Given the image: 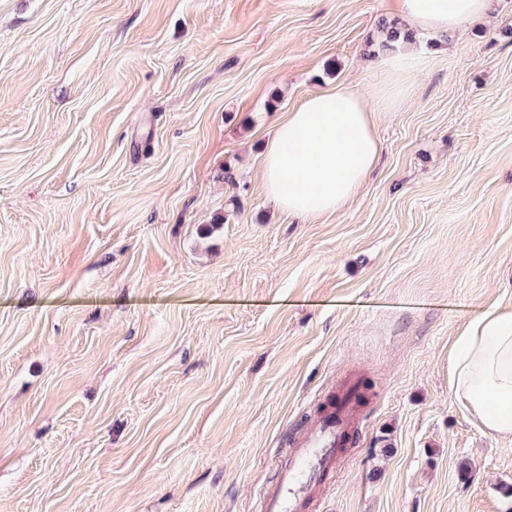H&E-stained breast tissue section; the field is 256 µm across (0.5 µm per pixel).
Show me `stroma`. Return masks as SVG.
<instances>
[{
	"instance_id": "35a3bbf8",
	"label": "stroma",
	"mask_w": 512,
	"mask_h": 512,
	"mask_svg": "<svg viewBox=\"0 0 512 512\" xmlns=\"http://www.w3.org/2000/svg\"><path fill=\"white\" fill-rule=\"evenodd\" d=\"M393 0H0V512H261L372 383L309 512H512L449 383L512 307V0L422 31L356 200L277 212V121L380 83Z\"/></svg>"
}]
</instances>
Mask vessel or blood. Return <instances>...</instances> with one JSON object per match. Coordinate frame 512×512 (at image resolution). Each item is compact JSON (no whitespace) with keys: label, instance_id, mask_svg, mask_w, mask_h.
Instances as JSON below:
<instances>
[{"label":"vessel or blood","instance_id":"1","mask_svg":"<svg viewBox=\"0 0 512 512\" xmlns=\"http://www.w3.org/2000/svg\"><path fill=\"white\" fill-rule=\"evenodd\" d=\"M356 420L355 407L342 405L335 416L319 421L315 438L295 443L279 479L263 493V512H301L309 506L342 456Z\"/></svg>","mask_w":512,"mask_h":512}]
</instances>
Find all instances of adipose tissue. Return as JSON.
<instances>
[{"label":"adipose tissue","instance_id":"adipose-tissue-1","mask_svg":"<svg viewBox=\"0 0 512 512\" xmlns=\"http://www.w3.org/2000/svg\"><path fill=\"white\" fill-rule=\"evenodd\" d=\"M396 7L412 26L457 32L486 19L491 0H396ZM391 100L384 84L369 98L336 85L287 112L263 155L267 199L303 220L345 208L379 162L375 114ZM449 360L457 399L487 433L512 438V309L491 307L468 321L451 340Z\"/></svg>","mask_w":512,"mask_h":512}]
</instances>
